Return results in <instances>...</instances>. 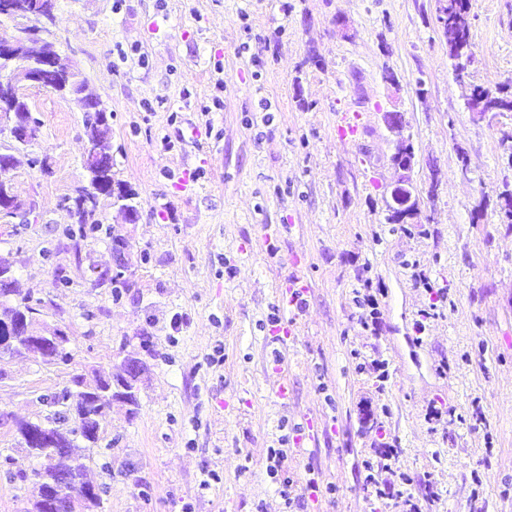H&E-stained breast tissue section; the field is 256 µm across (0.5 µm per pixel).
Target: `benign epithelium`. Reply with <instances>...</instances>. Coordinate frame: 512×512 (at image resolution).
<instances>
[{
    "label": "benign epithelium",
    "instance_id": "7a95c632",
    "mask_svg": "<svg viewBox=\"0 0 512 512\" xmlns=\"http://www.w3.org/2000/svg\"><path fill=\"white\" fill-rule=\"evenodd\" d=\"M55 0H43L37 20L27 26V40L32 45L46 42L49 36V24L54 17ZM474 52L472 44L467 42L458 46L454 65L464 73L472 62ZM0 59L11 61L13 65L0 72V131H8L13 142H31L39 138L40 125L30 119L27 111L19 110L15 100L22 97L28 85H40L66 90L74 83L77 74L62 63L61 59L51 53L40 55L39 61L30 65L19 49L18 37L9 40L0 39ZM458 83L462 89L468 111L478 121H491L496 113L482 109L481 101L471 94L466 80ZM383 121L392 134L393 152L390 163L395 169L396 177L384 187L387 208L403 220L415 219L421 214L420 200L415 193L411 173L415 164V154L411 135L407 134V122L404 113L392 110L383 113ZM14 156H0V221L6 224H24L32 213L33 206L21 201L13 192L11 180L7 174L13 169ZM37 320L28 316L17 322L16 335L31 338L30 349L42 352L49 348L56 350L68 343V336L57 328H36ZM146 370V364L136 356H126L117 365L112 374V386L99 392V396L107 395L115 398L121 395L127 399L135 396L134 382Z\"/></svg>",
    "mask_w": 512,
    "mask_h": 512
}]
</instances>
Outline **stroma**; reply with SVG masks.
<instances>
[{
    "label": "stroma",
    "mask_w": 512,
    "mask_h": 512,
    "mask_svg": "<svg viewBox=\"0 0 512 512\" xmlns=\"http://www.w3.org/2000/svg\"><path fill=\"white\" fill-rule=\"evenodd\" d=\"M470 22L471 84L512 85V0H472ZM51 32L112 114V169L138 217L105 201V236L59 241L66 197L89 184L83 112L26 88L40 136L12 175L36 209L0 223V259L41 299V321L68 332L72 359L0 360V512L32 508L15 471L38 462L17 421H45L73 375L107 373L123 350L148 369L136 404L113 401L88 451L96 512H282L274 448L298 490L315 486L305 512H387L362 487L384 442L408 493L437 492L427 512H512V225L497 208L512 185L500 146L512 112H468L434 0H57ZM394 109L420 195V221L405 228L388 223L384 199L394 170L381 115ZM344 115L358 125L347 139ZM195 128L208 136L193 145ZM114 237L129 245L117 295L91 276L112 271ZM293 272L306 292L292 325L277 289ZM366 289L373 329L361 323ZM291 333L283 408L272 354ZM373 358L385 382L363 370ZM431 403L452 416L428 423Z\"/></svg>",
    "instance_id": "obj_1"
}]
</instances>
